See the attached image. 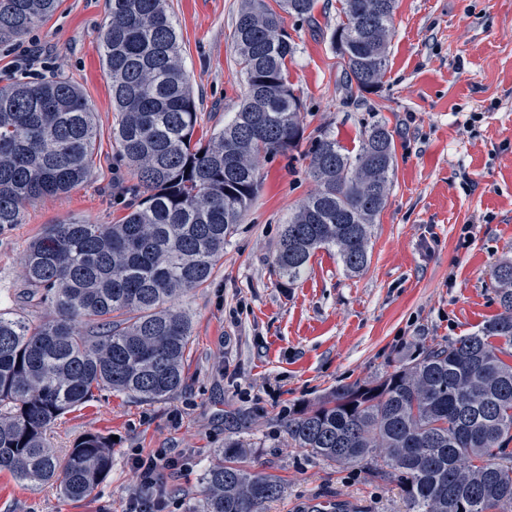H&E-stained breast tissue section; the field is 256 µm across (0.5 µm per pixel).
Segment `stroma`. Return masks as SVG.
I'll return each mask as SVG.
<instances>
[{"instance_id":"35a3bbf8","label":"stroma","mask_w":512,"mask_h":512,"mask_svg":"<svg viewBox=\"0 0 512 512\" xmlns=\"http://www.w3.org/2000/svg\"><path fill=\"white\" fill-rule=\"evenodd\" d=\"M169 2L200 129L209 132L238 110L244 89L233 43L241 0ZM108 10V0H63L26 37L0 45V86L22 70L32 80L67 78L99 129L91 178L27 206L23 223L0 231V307L34 326L53 312L17 295L28 243L60 221L114 223L123 214L116 184L133 182L112 140L111 79L99 51ZM283 20L296 47L288 74L304 136L298 148L261 160L259 192L210 283L179 303L192 324L181 389L155 402L104 390L61 415L51 446L64 452L99 432L113 440L111 473L75 502L0 472V512H124L137 485L133 448L181 450L186 465L167 483L166 512H196L224 445V413L240 408L252 413L242 431L255 443L246 466L282 485L267 512H408L398 481L292 447L281 415L337 385L378 378L398 357L476 332L499 313L490 272L512 259V0H398L383 84L363 95L347 89L330 44L337 0H317L312 18ZM381 118L394 132L397 165L367 269L347 275L335 251L321 249L299 282L282 287L274 249L315 188L312 141L328 130L353 149Z\"/></svg>"}]
</instances>
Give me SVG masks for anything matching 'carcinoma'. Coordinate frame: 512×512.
Returning a JSON list of instances; mask_svg holds the SVG:
<instances>
[{
	"label": "carcinoma",
	"instance_id": "obj_1",
	"mask_svg": "<svg viewBox=\"0 0 512 512\" xmlns=\"http://www.w3.org/2000/svg\"><path fill=\"white\" fill-rule=\"evenodd\" d=\"M62 0H0V44L51 18ZM101 58L112 79V139L136 183L117 224L48 225L24 259L27 298L53 310L32 326L0 309V471L88 497L112 468L98 433L61 456L48 432L65 412L111 390L162 400L183 384L191 322L168 303L211 279L217 258L259 190L258 159L303 137L288 81L296 47L265 0H244L233 32L245 89L232 119L192 142L200 112L182 65L167 0H108ZM317 0H281L304 19ZM396 0H340L330 43L348 87L379 89ZM97 125L70 81L0 87V231L24 223L27 205L87 182ZM393 130L384 119L351 153L330 131L310 150L316 183L282 226L274 265L287 287L319 249L350 274L370 262L372 227L393 185ZM491 285L501 312L482 329L438 343L372 381L340 384L318 404L282 418L291 445L336 465L365 463L402 486L412 512H512V260ZM500 344H494V341ZM224 448L205 474L198 512H265L279 481L242 459L246 413L224 415Z\"/></svg>",
	"mask_w": 512,
	"mask_h": 512
}]
</instances>
